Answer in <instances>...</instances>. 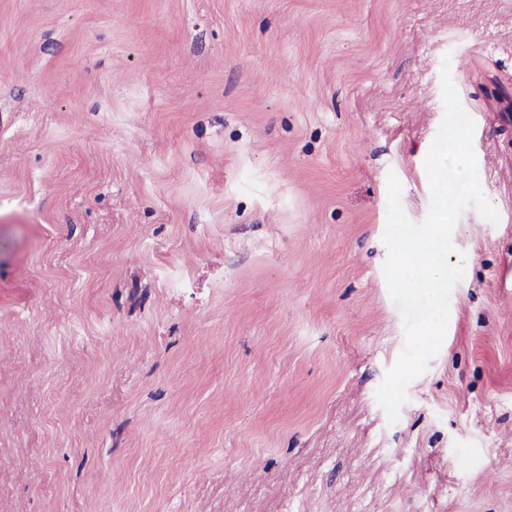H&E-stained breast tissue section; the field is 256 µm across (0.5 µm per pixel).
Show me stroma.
Returning a JSON list of instances; mask_svg holds the SVG:
<instances>
[{
	"label": "stroma",
	"mask_w": 512,
	"mask_h": 512,
	"mask_svg": "<svg viewBox=\"0 0 512 512\" xmlns=\"http://www.w3.org/2000/svg\"><path fill=\"white\" fill-rule=\"evenodd\" d=\"M481 188L405 343L444 117ZM512 0H0V512H512Z\"/></svg>",
	"instance_id": "obj_1"
}]
</instances>
